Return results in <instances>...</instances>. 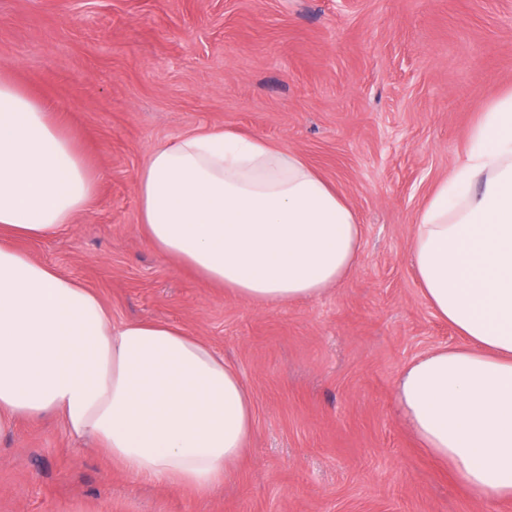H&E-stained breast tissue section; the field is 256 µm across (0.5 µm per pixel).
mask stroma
I'll return each mask as SVG.
<instances>
[{
	"mask_svg": "<svg viewBox=\"0 0 512 512\" xmlns=\"http://www.w3.org/2000/svg\"><path fill=\"white\" fill-rule=\"evenodd\" d=\"M62 116L97 182L74 224L17 246L116 323L166 321L223 353L255 405L207 498L136 479L59 419L0 435V512H486L402 421L403 369L462 339L411 263L418 211L481 107L512 90V0H0V70ZM230 128L299 153L363 226L320 298L258 307L139 230L150 150Z\"/></svg>",
	"mask_w": 512,
	"mask_h": 512,
	"instance_id": "stroma-1",
	"label": "stroma"
}]
</instances>
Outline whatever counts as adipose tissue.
<instances>
[{"instance_id":"obj_1","label":"adipose tissue","mask_w":512,"mask_h":512,"mask_svg":"<svg viewBox=\"0 0 512 512\" xmlns=\"http://www.w3.org/2000/svg\"><path fill=\"white\" fill-rule=\"evenodd\" d=\"M94 192L60 123L0 76V235H54ZM137 192L152 248L260 307L321 297L361 261L344 196L260 136H181L149 154ZM411 257L464 343L403 370L399 412L472 497L512 500V91L483 108L421 208ZM49 416L132 476L201 497L230 478L254 427L250 390L204 341L167 322L113 323L90 290L1 244L0 434Z\"/></svg>"}]
</instances>
